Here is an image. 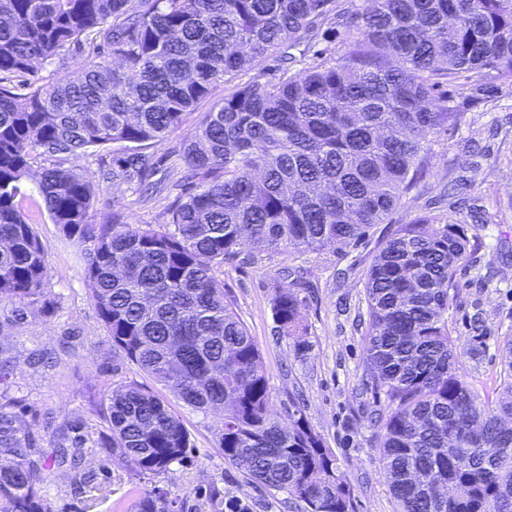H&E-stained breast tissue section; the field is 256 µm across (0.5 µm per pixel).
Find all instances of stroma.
I'll return each mask as SVG.
<instances>
[{"label": "stroma", "instance_id": "35a3bbf8", "mask_svg": "<svg viewBox=\"0 0 512 512\" xmlns=\"http://www.w3.org/2000/svg\"><path fill=\"white\" fill-rule=\"evenodd\" d=\"M235 85V84H234ZM234 85L216 84L210 97L187 112L180 128L155 147L158 187L145 197L135 187L102 181L119 145L92 149L77 160L96 191L91 221L105 224L113 212L133 224L163 223L166 210L185 195L184 150L206 112ZM446 91L466 114L453 135L433 140V166L385 223L373 225L355 244L323 251L264 252L247 265L224 264L217 277L247 325L269 378L271 411L287 421L301 407L310 427L336 458L353 495L354 512H398L378 460L376 410L385 402L360 390L366 358L358 325L367 311L365 282L374 256L398 226L435 216L464 224L475 250L456 276L448 324L463 373L478 395L497 385L500 348L512 336V87L477 94L466 76ZM18 206L47 252V308L0 302V403L9 404L30 434L34 459L49 461L58 426L76 424L87 434L86 468L107 471L103 495L92 512H134L140 493L158 486L176 498L178 512H211L208 491L224 493V512H309L287 491L253 480L225 461L215 416H204L168 390L160 395L187 429L191 446L167 471L140 476L113 457L103 398L110 388L154 381L112 347L84 276V246L64 239L47 213L34 178H26ZM300 270L309 284L302 309L303 345L282 336L272 299L282 268ZM53 512H83L69 471L50 468L41 487Z\"/></svg>", "mask_w": 512, "mask_h": 512}]
</instances>
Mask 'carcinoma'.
I'll return each instance as SVG.
<instances>
[{
	"label": "carcinoma",
	"mask_w": 512,
	"mask_h": 512,
	"mask_svg": "<svg viewBox=\"0 0 512 512\" xmlns=\"http://www.w3.org/2000/svg\"><path fill=\"white\" fill-rule=\"evenodd\" d=\"M0 0V300L46 304V250L19 210L33 156L53 223L86 246L85 278L112 347L205 415L220 412L224 459L309 504L353 512L336 459L295 407L284 426L268 409L269 381L215 269L242 254L337 249L359 241L431 167L432 139L465 122L443 82L512 86V0ZM356 33L342 51L313 50L318 26ZM88 42L82 76L44 83L36 62ZM278 53L275 81L239 85L206 115L185 158L197 179L155 228L121 214L91 223L94 185L59 156L122 144L104 179L148 188V149L217 83ZM312 62L295 71L298 57ZM25 78L28 92L13 91ZM249 252H244L245 247ZM470 238L425 217L385 240L366 279V389L385 397L379 462L400 512H512V338L499 387L480 398L451 342L448 304ZM305 298L276 286L280 334L306 335ZM108 447L141 475L183 459L190 436L137 384L104 397ZM75 427L61 431L57 466L76 467ZM44 465L0 405V512H51ZM94 470L75 480L90 501ZM147 488L136 512H175Z\"/></svg>",
	"instance_id": "obj_1"
}]
</instances>
